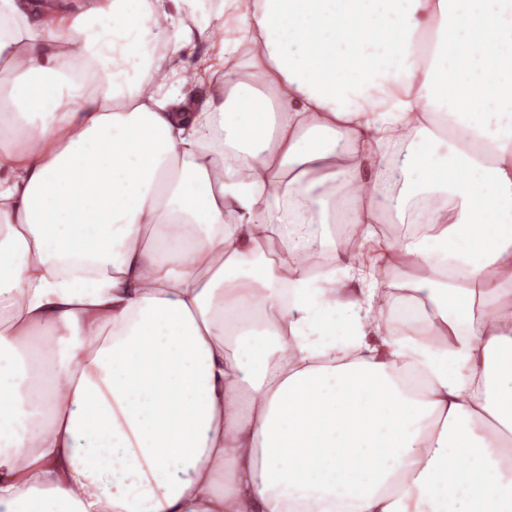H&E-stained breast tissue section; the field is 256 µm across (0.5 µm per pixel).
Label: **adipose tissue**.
Wrapping results in <instances>:
<instances>
[{
	"label": "adipose tissue",
	"mask_w": 512,
	"mask_h": 512,
	"mask_svg": "<svg viewBox=\"0 0 512 512\" xmlns=\"http://www.w3.org/2000/svg\"><path fill=\"white\" fill-rule=\"evenodd\" d=\"M508 71L512 0H0V512H512Z\"/></svg>",
	"instance_id": "1"
}]
</instances>
